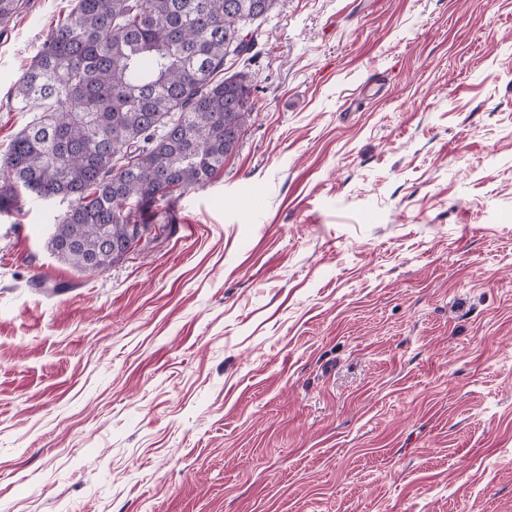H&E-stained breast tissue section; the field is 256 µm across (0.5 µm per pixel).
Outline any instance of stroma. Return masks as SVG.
Listing matches in <instances>:
<instances>
[{
    "instance_id": "35a3bbf8",
    "label": "stroma",
    "mask_w": 512,
    "mask_h": 512,
    "mask_svg": "<svg viewBox=\"0 0 512 512\" xmlns=\"http://www.w3.org/2000/svg\"><path fill=\"white\" fill-rule=\"evenodd\" d=\"M23 2L0 157L73 0ZM239 72L223 171L107 269L0 215V512H512V0H278Z\"/></svg>"
}]
</instances>
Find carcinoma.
Returning <instances> with one entry per match:
<instances>
[{
    "instance_id": "1",
    "label": "carcinoma",
    "mask_w": 512,
    "mask_h": 512,
    "mask_svg": "<svg viewBox=\"0 0 512 512\" xmlns=\"http://www.w3.org/2000/svg\"><path fill=\"white\" fill-rule=\"evenodd\" d=\"M277 0H75L15 84L35 116L0 162V213L22 193L69 200L48 248L83 272L138 239L123 213L205 184L250 121L251 80L225 78ZM22 0H0V26Z\"/></svg>"
}]
</instances>
